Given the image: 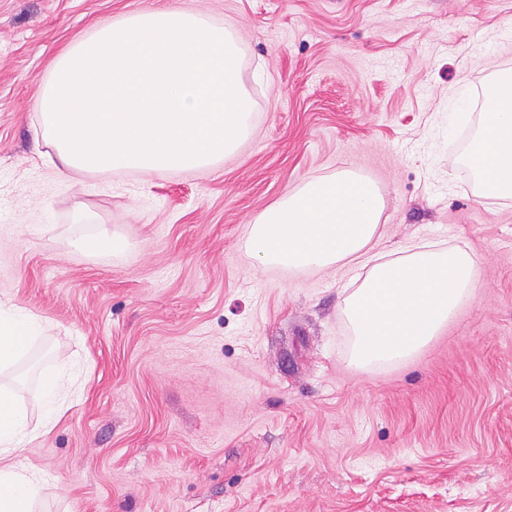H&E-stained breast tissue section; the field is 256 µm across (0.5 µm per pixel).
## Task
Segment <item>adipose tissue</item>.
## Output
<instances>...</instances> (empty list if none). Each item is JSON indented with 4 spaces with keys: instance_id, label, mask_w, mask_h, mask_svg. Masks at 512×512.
Listing matches in <instances>:
<instances>
[{
    "instance_id": "obj_1",
    "label": "adipose tissue",
    "mask_w": 512,
    "mask_h": 512,
    "mask_svg": "<svg viewBox=\"0 0 512 512\" xmlns=\"http://www.w3.org/2000/svg\"><path fill=\"white\" fill-rule=\"evenodd\" d=\"M481 196L512 197V74L488 89L480 127L465 157ZM383 201L375 184L349 170L307 181L263 210L251 226L245 253L261 264L291 268L340 265L353 271L354 288L341 314L353 337L351 364L381 371L421 352L457 311L471 302L478 255L460 242H416L397 254L376 246ZM48 323L11 300H0V373L26 352ZM42 388L48 414L31 429L14 390L0 385V512H33L41 475L21 467L18 452L37 431L59 420L65 398L54 376Z\"/></svg>"
}]
</instances>
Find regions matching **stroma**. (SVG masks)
<instances>
[{
	"instance_id": "stroma-1",
	"label": "stroma",
	"mask_w": 512,
	"mask_h": 512,
	"mask_svg": "<svg viewBox=\"0 0 512 512\" xmlns=\"http://www.w3.org/2000/svg\"><path fill=\"white\" fill-rule=\"evenodd\" d=\"M178 7L229 29L250 135L206 169L80 172L39 155V103L77 35ZM512 72V0H0V298L52 328L29 382L81 395L23 456L39 512H512V198L459 152ZM471 121L450 123L459 101ZM347 169L387 251L465 241L477 297L418 356L351 366L347 269L246 256L268 206ZM116 237L114 260L79 248Z\"/></svg>"
}]
</instances>
